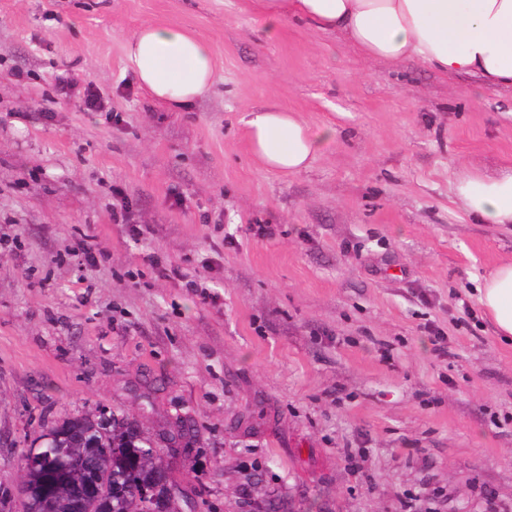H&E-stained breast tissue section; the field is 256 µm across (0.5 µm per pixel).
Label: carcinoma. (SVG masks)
Instances as JSON below:
<instances>
[{
    "mask_svg": "<svg viewBox=\"0 0 512 512\" xmlns=\"http://www.w3.org/2000/svg\"><path fill=\"white\" fill-rule=\"evenodd\" d=\"M45 437L40 465H30L25 452L16 460V486L30 492L34 512H69L70 486L81 480L71 461L83 453L99 470L102 486H112V508L93 503L87 512H145L144 490L156 488L161 498L175 486L163 464V449L125 414L67 417Z\"/></svg>",
    "mask_w": 512,
    "mask_h": 512,
    "instance_id": "obj_1",
    "label": "carcinoma"
}]
</instances>
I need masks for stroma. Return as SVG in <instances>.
I'll return each instance as SVG.
<instances>
[{
    "mask_svg": "<svg viewBox=\"0 0 512 512\" xmlns=\"http://www.w3.org/2000/svg\"><path fill=\"white\" fill-rule=\"evenodd\" d=\"M256 4L0 0V487L56 421L128 412L152 437L189 428L165 451L181 512H512V342L477 292L512 226L454 195L461 168L512 165V88L296 22L269 36ZM146 23L212 50L186 110L134 77ZM64 69L119 121L59 96ZM271 102L335 125L308 169L253 161L243 118ZM115 181L139 239L112 221Z\"/></svg>",
    "mask_w": 512,
    "mask_h": 512,
    "instance_id": "obj_1",
    "label": "stroma"
}]
</instances>
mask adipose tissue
Returning a JSON list of instances; mask_svg holds the SVG:
<instances>
[{
  "mask_svg": "<svg viewBox=\"0 0 512 512\" xmlns=\"http://www.w3.org/2000/svg\"><path fill=\"white\" fill-rule=\"evenodd\" d=\"M267 34L294 21L340 34L363 56L398 64L414 59L452 78L470 75L480 87H512V0H260ZM139 84L167 110L188 108L215 79L209 45L179 27L142 25L126 43ZM254 160L270 171L301 172L336 135L311 130L276 104L244 119ZM463 208L483 224H512V166L488 176L463 169L456 178ZM496 333L512 340V261L498 265L478 288Z\"/></svg>",
  "mask_w": 512,
  "mask_h": 512,
  "instance_id": "ef3b65f1",
  "label": "adipose tissue"
}]
</instances>
